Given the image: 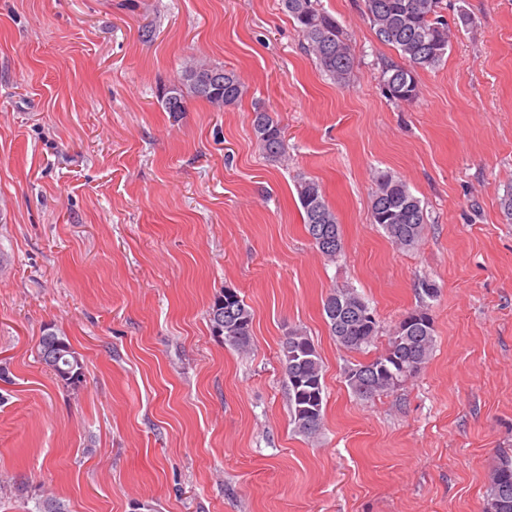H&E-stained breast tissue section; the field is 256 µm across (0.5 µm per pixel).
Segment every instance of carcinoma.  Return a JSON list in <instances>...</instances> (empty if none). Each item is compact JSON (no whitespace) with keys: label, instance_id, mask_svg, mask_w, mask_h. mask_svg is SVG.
Wrapping results in <instances>:
<instances>
[{"label":"carcinoma","instance_id":"cac0c4a2","mask_svg":"<svg viewBox=\"0 0 512 512\" xmlns=\"http://www.w3.org/2000/svg\"><path fill=\"white\" fill-rule=\"evenodd\" d=\"M282 4L298 24L307 49L322 72L337 84L346 83L354 58L335 18L320 7L318 0H282ZM363 4L378 40L395 48L404 60L402 65L382 64L380 78L385 93L396 103L411 104L419 96L417 70L438 66L448 52L450 30L442 15L443 0H363ZM244 93L245 86L234 71L191 59L172 83V91H162L160 100L167 112L175 108L186 111L190 98L201 99L221 110L238 104ZM252 126L257 146L268 160L277 162L285 157V129L270 112L255 107ZM297 194L308 235L324 256L336 258L340 253L341 229L321 185L304 177L298 182ZM371 215L373 222L399 247H411L425 234L426 211L401 179L387 175L380 178L371 198ZM338 297L366 313L372 314L374 310L354 288H333L323 301L330 335L344 349L362 352L378 335L380 323L376 318L366 321L358 316L336 326L328 314V303ZM414 313L423 315L428 323L412 325L408 334L396 328L384 352L347 366L349 371L359 370L358 379L345 377L355 397L369 401L392 392L416 377L428 363L435 344L433 317L424 304L415 308ZM208 316L212 334L224 338V343L242 351L251 346L253 312L238 292L231 289L218 296ZM38 354L59 380L74 386L81 383L84 368L80 357L67 338L53 328L44 330ZM397 361L406 376L395 383L388 379L387 372L396 370ZM281 362L294 429L304 437L314 438L324 426L323 374L321 357L306 331L295 329L288 333L281 343ZM507 498L512 500V458L508 457L488 477L486 512H512V506L506 510L499 507ZM36 512H67V507L52 491L45 490L37 499Z\"/></svg>","mask_w":512,"mask_h":512}]
</instances>
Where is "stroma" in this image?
Returning a JSON list of instances; mask_svg holds the SVG:
<instances>
[{
  "instance_id": "stroma-1",
  "label": "stroma",
  "mask_w": 512,
  "mask_h": 512,
  "mask_svg": "<svg viewBox=\"0 0 512 512\" xmlns=\"http://www.w3.org/2000/svg\"><path fill=\"white\" fill-rule=\"evenodd\" d=\"M446 2L448 52L407 105L383 91L400 56L363 0H320L354 57L343 86L280 0H0V512H35L44 489L69 512H485L512 457V0ZM191 57L236 71L241 101L164 111ZM257 104L285 160L259 153ZM385 174L426 210L418 245L372 221ZM302 175L338 218L335 260L305 229ZM334 287L375 309L372 356L429 304L419 375L352 395L363 355L329 334ZM227 288L253 311L250 351L211 333ZM48 327L80 384L41 362ZM296 328L322 359L315 439L293 430L280 363ZM252 126L259 150L269 161L278 162L288 149L285 129L264 107L256 106L252 114ZM55 353L60 354V357L55 356ZM38 354L59 380L74 386L81 383L84 377L83 363L66 336L51 327L46 328L39 340Z\"/></svg>"
}]
</instances>
